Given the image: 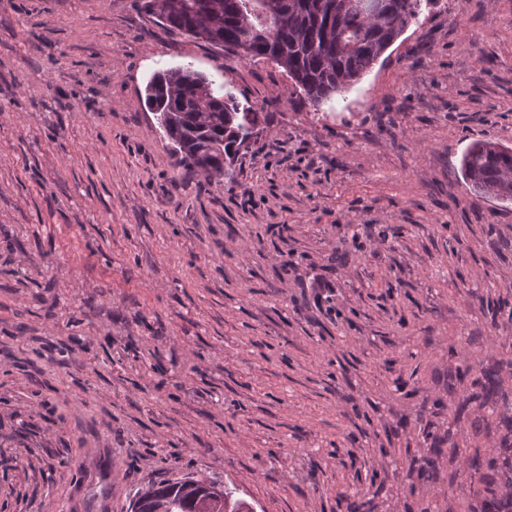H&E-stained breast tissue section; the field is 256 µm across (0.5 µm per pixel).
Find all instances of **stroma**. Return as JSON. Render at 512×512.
<instances>
[{
    "instance_id": "stroma-1",
    "label": "stroma",
    "mask_w": 512,
    "mask_h": 512,
    "mask_svg": "<svg viewBox=\"0 0 512 512\" xmlns=\"http://www.w3.org/2000/svg\"><path fill=\"white\" fill-rule=\"evenodd\" d=\"M144 0H0V512H132L192 476L255 512L512 494V0H437L314 113L284 69ZM192 65L262 120L186 170L144 88ZM499 369L484 399L481 372ZM461 170L480 196L512 203V148L492 141L473 143L464 154ZM465 451H469L466 456V460L469 464V468L474 471L475 474H480L478 478V482L483 485V494L490 495L489 500L484 501V506L482 512H512V496L509 498H500L497 499L495 497V489L492 487L495 483L494 473H492L490 461H486V470L490 472H482L484 467L483 459H482V448L479 445L475 446V448H464Z\"/></svg>"
}]
</instances>
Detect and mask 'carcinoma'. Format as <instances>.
<instances>
[{
	"mask_svg": "<svg viewBox=\"0 0 512 512\" xmlns=\"http://www.w3.org/2000/svg\"><path fill=\"white\" fill-rule=\"evenodd\" d=\"M431 0H145L167 28L221 46L233 56L265 58L282 67L314 110L356 83L407 30ZM146 104L177 146L184 166L209 176L226 175L241 144L253 134L258 113L229 91L220 94L191 66L155 73ZM461 170L480 196L512 203V148L473 143ZM483 394L500 391L496 369L483 371ZM490 499L482 512H512V496L497 498L491 464L482 448L466 456ZM216 480L182 478L139 489L137 512H191Z\"/></svg>",
	"mask_w": 512,
	"mask_h": 512,
	"instance_id": "obj_1",
	"label": "carcinoma"
}]
</instances>
